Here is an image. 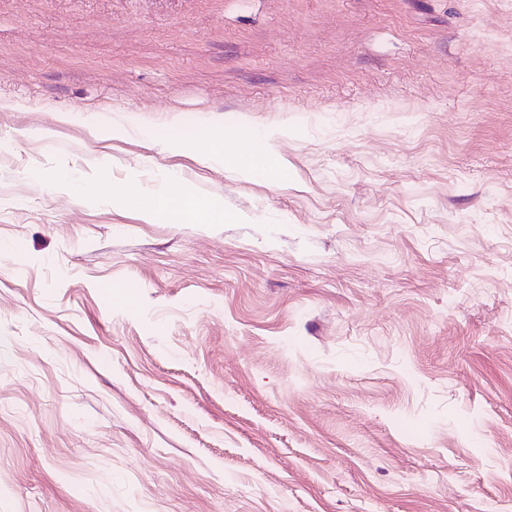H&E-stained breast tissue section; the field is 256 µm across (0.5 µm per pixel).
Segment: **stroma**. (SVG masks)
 <instances>
[{
    "label": "stroma",
    "instance_id": "stroma-1",
    "mask_svg": "<svg viewBox=\"0 0 512 512\" xmlns=\"http://www.w3.org/2000/svg\"><path fill=\"white\" fill-rule=\"evenodd\" d=\"M0 512H512V0H0ZM269 136L253 131L244 132L235 142L234 157L240 171L248 176L286 177V170L274 160L268 145ZM126 203H135L155 215H166L175 224H216L210 199L190 192L179 185L150 197L139 195L136 184L131 183L122 194Z\"/></svg>",
    "mask_w": 512,
    "mask_h": 512
}]
</instances>
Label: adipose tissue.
<instances>
[{"label": "adipose tissue", "mask_w": 512, "mask_h": 512, "mask_svg": "<svg viewBox=\"0 0 512 512\" xmlns=\"http://www.w3.org/2000/svg\"><path fill=\"white\" fill-rule=\"evenodd\" d=\"M242 173L249 176H274L285 178L286 170L274 160L268 145L267 134L244 132L233 148ZM122 197L155 215H164L175 224H211L216 217L210 199L200 193L190 192L179 185L149 197L139 195L135 185H128Z\"/></svg>", "instance_id": "adipose-tissue-1"}]
</instances>
